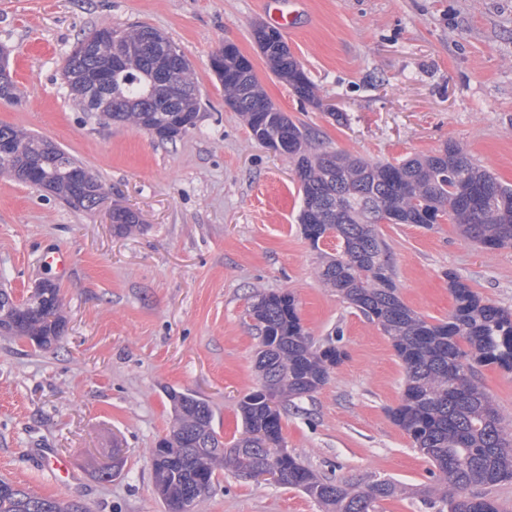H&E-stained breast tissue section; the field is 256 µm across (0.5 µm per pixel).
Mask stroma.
Masks as SVG:
<instances>
[{"label":"stroma","instance_id":"stroma-1","mask_svg":"<svg viewBox=\"0 0 512 512\" xmlns=\"http://www.w3.org/2000/svg\"><path fill=\"white\" fill-rule=\"evenodd\" d=\"M272 25L265 0H0V48L20 98L0 100V125L35 133L77 158L103 184L90 211L0 174V286L26 299L39 282L60 288L65 331L38 350L0 335V479L90 512H165L150 450L169 434L173 387L206 400L224 441L243 432L238 402L257 385L255 292H291L314 342L338 340L345 360L328 382L282 415L288 452L322 478L399 494L377 512H432L419 491L432 463L390 419L404 370L392 342L316 270L339 248L298 223L292 163L256 141L224 99L211 56L235 45L267 98L304 124L323 149L397 162L455 142L512 184V0H303L284 39L337 124L275 77L254 43ZM147 25L188 58L198 89L196 125L159 143L128 124H102L62 79L78 36ZM140 226L113 234V206ZM402 301L426 318L454 305L449 273L512 312V248L487 251L455 225L381 224ZM65 250L67 274L42 261ZM478 380L512 420V372ZM53 452L73 475L42 464ZM197 512H324L301 490L218 468Z\"/></svg>","mask_w":512,"mask_h":512}]
</instances>
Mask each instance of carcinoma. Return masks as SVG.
I'll list each match as a JSON object with an SVG mask.
<instances>
[{"label": "carcinoma", "instance_id": "1", "mask_svg": "<svg viewBox=\"0 0 512 512\" xmlns=\"http://www.w3.org/2000/svg\"><path fill=\"white\" fill-rule=\"evenodd\" d=\"M99 33L96 28L77 40L70 63L93 69L111 65V57L93 61L80 57L82 43ZM112 34V57L124 59L122 68L112 73L115 111H93L76 88L71 89L74 100L83 111H93L107 123L137 128L151 121L160 124L167 129L160 134L161 142L181 137L199 112V98H181V84L195 86L190 64L183 66L174 87L156 94L150 75L165 61L172 41L147 26L114 29ZM150 34L155 41L143 53L140 45ZM253 39L269 70L298 98L318 101L313 83L277 29L268 32L266 26H258ZM213 73L224 87L225 100L246 118L256 140L267 145L288 130V159L294 164L305 205L299 214L302 233L314 245L329 236L340 240V250L322 262L317 277L391 339L404 369V390L390 416L438 471L437 486L427 490L435 496L436 512H499L493 500L471 489L512 480V424L505 422L476 380V367L495 364L512 372V312L482 299L450 272L454 308L446 320L427 321L402 301L389 249L376 224L394 217L403 224L425 226L442 220L457 225L464 237L485 249L511 247L512 186L453 142L438 153L396 163L320 150L308 130L264 95L252 63L236 46L224 53L222 68ZM177 103L182 111H171ZM3 136L10 138L12 147L8 155L0 156V171L37 187L45 182L55 185L57 197L75 209L90 210L103 199L96 178L72 179L73 172L84 166L50 141L9 125H0ZM138 223L131 210L112 209L115 234L126 235ZM58 294L54 287L49 299L19 303L1 288L0 333L25 339L39 349L52 347L65 327ZM248 314L260 331L255 359L258 382L276 399L311 396L346 357L332 340L313 344L290 292L255 295ZM165 394L174 421L168 435L171 449H151V462L166 512H193L209 492L218 465L239 477L247 468L265 471L275 463L278 484L300 489L329 512H375L377 503L399 493L391 480L357 489L318 477L290 454L279 456L281 410L252 391L238 404L244 432L227 444L215 430L212 409L204 399L171 388ZM0 512H87V508L33 495L0 479Z\"/></svg>", "mask_w": 512, "mask_h": 512}]
</instances>
